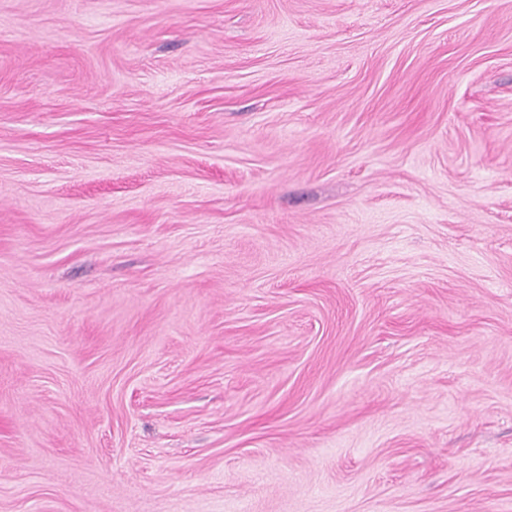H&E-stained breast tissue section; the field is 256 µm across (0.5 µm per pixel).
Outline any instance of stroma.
Returning a JSON list of instances; mask_svg holds the SVG:
<instances>
[{
    "instance_id": "1",
    "label": "stroma",
    "mask_w": 512,
    "mask_h": 512,
    "mask_svg": "<svg viewBox=\"0 0 512 512\" xmlns=\"http://www.w3.org/2000/svg\"><path fill=\"white\" fill-rule=\"evenodd\" d=\"M0 512H512V0H0Z\"/></svg>"
}]
</instances>
